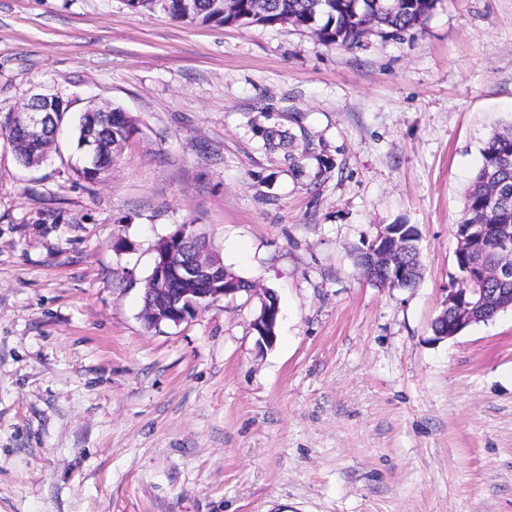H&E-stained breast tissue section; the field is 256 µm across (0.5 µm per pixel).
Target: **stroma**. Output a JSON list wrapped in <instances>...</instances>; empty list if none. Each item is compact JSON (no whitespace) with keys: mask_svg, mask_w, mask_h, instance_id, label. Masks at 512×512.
<instances>
[{"mask_svg":"<svg viewBox=\"0 0 512 512\" xmlns=\"http://www.w3.org/2000/svg\"><path fill=\"white\" fill-rule=\"evenodd\" d=\"M67 110L25 168L0 134V512H512V310L434 339L455 226L512 122V0H439L349 48L121 0H0V125ZM136 132L76 180L89 102ZM292 143L269 149L265 134ZM194 225L259 297L147 327L159 240ZM412 224L422 275L355 260ZM52 112H65L64 103L58 97L37 96L23 109H16L10 116L5 132L10 131L25 145L41 147L45 158L50 149L43 145ZM44 158V159H45ZM394 225L389 224L379 227L375 236L360 248L357 254L358 264L367 280L380 283L386 288L390 283L396 282V278H403L412 269L408 261L406 250V237L398 232ZM367 247L366 257L363 249ZM365 257L364 265L360 264ZM418 265V266H417ZM417 268L404 279L392 284L390 288H413L420 278V264H414ZM259 313L252 322V329L256 333L258 348L272 347L276 339L275 328L278 321L279 307L275 295L269 291L262 292Z\"/></svg>","mask_w":512,"mask_h":512,"instance_id":"obj_1","label":"stroma"}]
</instances>
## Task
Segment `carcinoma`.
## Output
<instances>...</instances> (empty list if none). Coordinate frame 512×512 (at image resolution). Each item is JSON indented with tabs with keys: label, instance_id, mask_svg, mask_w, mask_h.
Returning <instances> with one entry per match:
<instances>
[{
	"label": "carcinoma",
	"instance_id": "1",
	"mask_svg": "<svg viewBox=\"0 0 512 512\" xmlns=\"http://www.w3.org/2000/svg\"><path fill=\"white\" fill-rule=\"evenodd\" d=\"M182 0H139L140 11H161L191 24L218 26H271L290 23L310 29L325 44L353 46L371 28L382 37L399 36L423 25L438 0H233L224 10L225 0H193L191 16L184 15ZM91 104L78 123L77 148L86 135L97 130L102 161L94 174L74 168L77 177L95 182L112 169L111 155L116 146L135 130L134 119L121 123L105 122ZM485 221L512 233V124L492 134L482 150V162L465 196L462 223Z\"/></svg>",
	"mask_w": 512,
	"mask_h": 512
}]
</instances>
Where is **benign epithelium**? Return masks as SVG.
<instances>
[{
    "instance_id": "benign-epithelium-1",
    "label": "benign epithelium",
    "mask_w": 512,
    "mask_h": 512,
    "mask_svg": "<svg viewBox=\"0 0 512 512\" xmlns=\"http://www.w3.org/2000/svg\"><path fill=\"white\" fill-rule=\"evenodd\" d=\"M63 111L64 103L59 98L37 96L25 108L13 111L8 131L16 134L24 144L45 151L47 147L43 142L52 113ZM495 228L494 224H468L463 234L457 236L456 250L473 254L466 268V278L478 284L486 280H512V237L498 239V262L487 265L476 255L483 236ZM368 244L365 263L360 265L366 279L386 287L412 269L407 256L406 236L394 225L379 228ZM243 291L252 294L257 289L252 286L243 288L238 278L230 275L197 238L193 225L182 224L155 247L153 271L146 287L150 300L144 316L159 323L179 325L198 309ZM503 302L508 307L512 306L505 288L448 286L441 302L440 325L434 332L435 339L455 336L468 325L492 315ZM278 314L275 295L269 290L263 291L259 313L252 322L258 348L274 345Z\"/></svg>"
}]
</instances>
